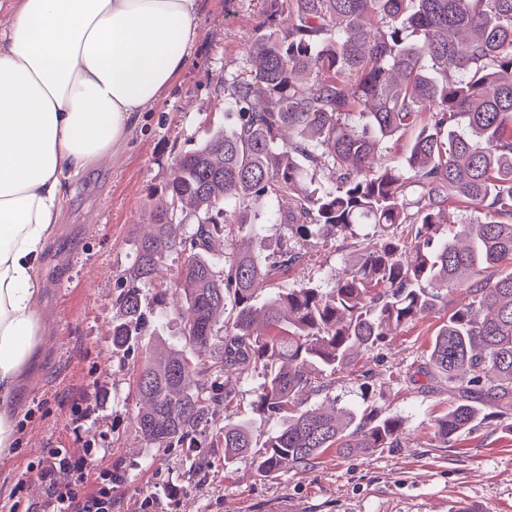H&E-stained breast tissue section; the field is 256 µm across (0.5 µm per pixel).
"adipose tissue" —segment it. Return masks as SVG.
<instances>
[{"label": "adipose tissue", "instance_id": "adipose-tissue-1", "mask_svg": "<svg viewBox=\"0 0 512 512\" xmlns=\"http://www.w3.org/2000/svg\"><path fill=\"white\" fill-rule=\"evenodd\" d=\"M0 457L43 327L65 180L110 158L184 67L200 0H0Z\"/></svg>", "mask_w": 512, "mask_h": 512}]
</instances>
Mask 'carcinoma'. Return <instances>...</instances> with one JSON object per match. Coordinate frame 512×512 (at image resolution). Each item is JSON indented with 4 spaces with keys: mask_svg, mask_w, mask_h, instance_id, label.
Instances as JSON below:
<instances>
[{
    "mask_svg": "<svg viewBox=\"0 0 512 512\" xmlns=\"http://www.w3.org/2000/svg\"><path fill=\"white\" fill-rule=\"evenodd\" d=\"M239 68L224 75V128L179 154L164 206L119 278L112 355L180 321L179 341L136 366L132 423L148 448L252 447L254 424L221 418L242 375L256 409L281 417L256 469L312 466L329 449L395 448L403 422L372 408H304L318 377L458 294L428 367L456 401L435 422L447 443L476 420L512 413V0H265ZM409 149L394 152L406 134ZM322 175L323 180L316 179ZM469 213L453 233L443 216ZM290 230L279 261L239 250L261 219ZM377 241L324 292L310 282L261 297L300 264V242ZM178 265L165 281L170 256ZM165 286L159 307L145 288Z\"/></svg>",
    "mask_w": 512,
    "mask_h": 512,
    "instance_id": "1",
    "label": "carcinoma"
}]
</instances>
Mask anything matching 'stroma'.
I'll return each instance as SVG.
<instances>
[{"label": "stroma", "instance_id": "35a3bbf8", "mask_svg": "<svg viewBox=\"0 0 512 512\" xmlns=\"http://www.w3.org/2000/svg\"><path fill=\"white\" fill-rule=\"evenodd\" d=\"M264 0H201L197 39L166 97L144 113L111 159L69 178L53 241L42 259L40 312L45 341L17 399V452L0 459V512L40 508L47 488L32 471L42 449L63 448L98 473L114 474L112 512H136L146 497L157 512H449L476 505L512 512V415L460 432L450 443L433 436L434 419L454 401L440 380H414L431 340L448 317L447 303L406 325L353 370L324 377L310 407L329 403L377 407L401 419L399 445L374 453L325 452L312 468L266 475L262 456L279 423L255 414L249 459L224 467L220 448H149L131 424L133 364L112 353L117 276L135 258L148 230L153 190L169 180L179 153L207 127L224 124L220 80L235 71L255 33ZM303 263L270 283L330 289L355 252L313 241Z\"/></svg>", "mask_w": 512, "mask_h": 512}]
</instances>
